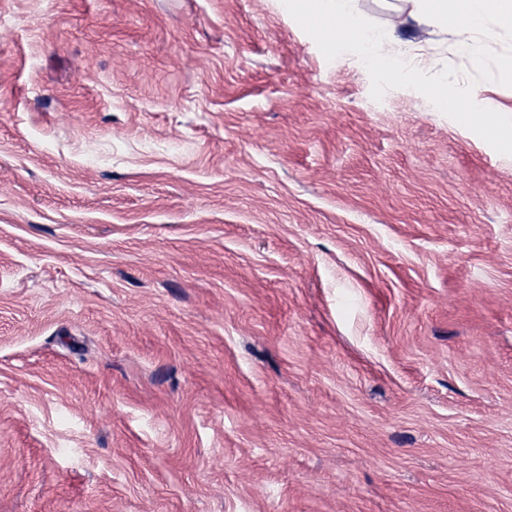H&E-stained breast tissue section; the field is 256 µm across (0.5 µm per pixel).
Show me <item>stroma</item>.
<instances>
[{
    "mask_svg": "<svg viewBox=\"0 0 512 512\" xmlns=\"http://www.w3.org/2000/svg\"><path fill=\"white\" fill-rule=\"evenodd\" d=\"M370 90L272 0H0V512H512V156Z\"/></svg>",
    "mask_w": 512,
    "mask_h": 512,
    "instance_id": "35a3bbf8",
    "label": "stroma"
}]
</instances>
